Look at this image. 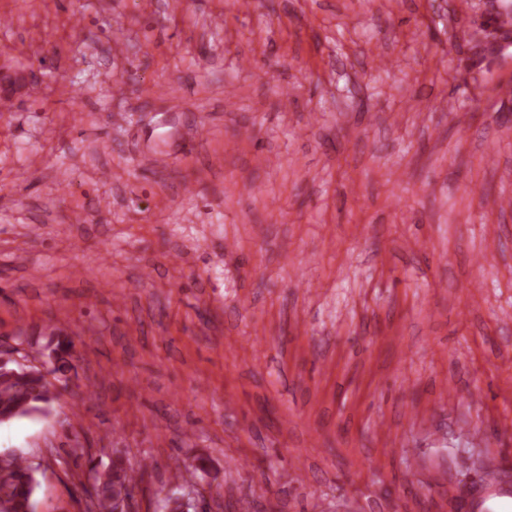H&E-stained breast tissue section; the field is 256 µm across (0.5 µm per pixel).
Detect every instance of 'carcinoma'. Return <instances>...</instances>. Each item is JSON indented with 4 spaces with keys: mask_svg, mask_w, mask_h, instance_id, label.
<instances>
[{
    "mask_svg": "<svg viewBox=\"0 0 512 512\" xmlns=\"http://www.w3.org/2000/svg\"><path fill=\"white\" fill-rule=\"evenodd\" d=\"M68 347L57 333L49 343L32 356L39 362L42 358L55 359L56 371L71 368ZM53 402L51 385L36 366L27 371L0 364V416L13 420L17 417H34ZM146 467L138 469L127 464L120 456L112 459L106 470L96 472L90 492L91 505L97 512H114L119 500L127 497L143 477ZM205 471L204 464L193 469L177 471L173 480L179 486L189 485ZM36 487L35 469L16 455H0V512H34L33 496Z\"/></svg>",
    "mask_w": 512,
    "mask_h": 512,
    "instance_id": "1",
    "label": "carcinoma"
}]
</instances>
